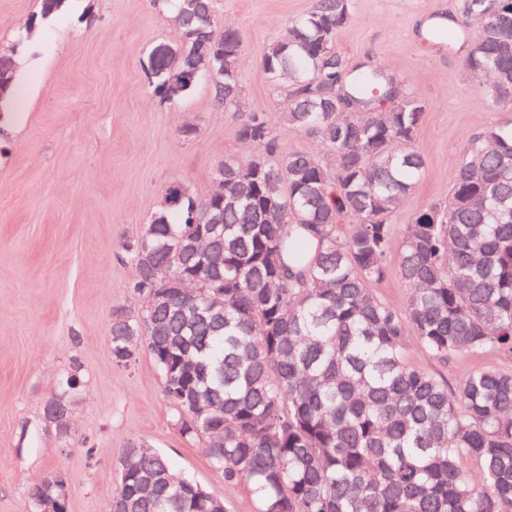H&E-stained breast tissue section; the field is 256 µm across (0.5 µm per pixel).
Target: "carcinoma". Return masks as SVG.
<instances>
[{
  "label": "carcinoma",
  "mask_w": 512,
  "mask_h": 512,
  "mask_svg": "<svg viewBox=\"0 0 512 512\" xmlns=\"http://www.w3.org/2000/svg\"><path fill=\"white\" fill-rule=\"evenodd\" d=\"M65 2L39 0L0 50L5 105L18 52ZM154 3L174 15L180 36L150 49V91L175 102L208 80L224 111H241L242 35L217 32L213 0ZM458 10L477 29L452 30L448 47L464 51L473 78L490 77L486 96L511 112L512 0H460ZM349 15V0H316L262 57L289 97L284 123L332 152L336 167L280 155L265 113H248L238 134L255 152L217 165L224 196L173 182L123 244L133 292L168 299L112 311V360L149 355L173 429L203 441L257 512H512V371L473 365L450 389L403 346L412 335L442 363L512 358V125L473 134L448 204L421 210L397 239L391 216L426 167L414 141L429 105L386 69L348 66L335 37ZM343 217L351 223L341 229ZM394 252L408 288L402 310L375 292ZM168 272L197 278L203 292H182ZM79 384L75 366L46 402L72 405ZM119 461L112 512H214L222 502L139 440ZM44 497L67 512V497L43 480L29 487L25 512H40Z\"/></svg>",
  "instance_id": "obj_1"
}]
</instances>
